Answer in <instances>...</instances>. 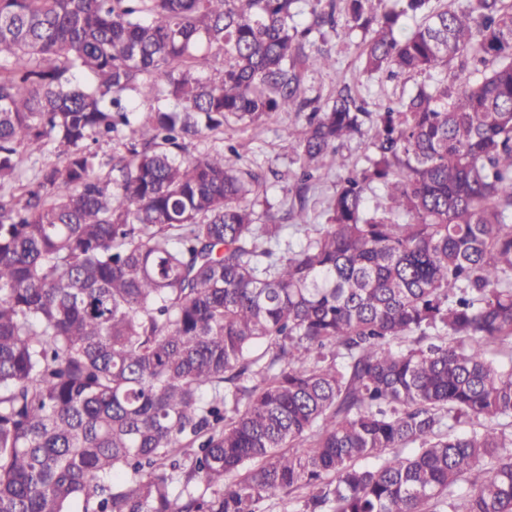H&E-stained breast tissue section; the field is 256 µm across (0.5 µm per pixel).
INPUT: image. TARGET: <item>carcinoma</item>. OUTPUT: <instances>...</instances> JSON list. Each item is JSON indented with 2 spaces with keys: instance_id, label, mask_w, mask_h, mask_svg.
Wrapping results in <instances>:
<instances>
[{
  "instance_id": "cac0c4a2",
  "label": "carcinoma",
  "mask_w": 512,
  "mask_h": 512,
  "mask_svg": "<svg viewBox=\"0 0 512 512\" xmlns=\"http://www.w3.org/2000/svg\"><path fill=\"white\" fill-rule=\"evenodd\" d=\"M299 2L0 0V512H512V4ZM340 14L365 72L438 77L306 97ZM306 110L291 224L184 156ZM368 144L369 140L367 136L355 138L345 144V146L340 150L345 167L352 168L353 166H357L358 168H361L365 164V155L368 152ZM340 170L333 171L328 178H325L317 185L316 190H311L308 200L309 223L308 224H324L325 216L323 211V202L327 195H330L336 184V173Z\"/></svg>"
}]
</instances>
